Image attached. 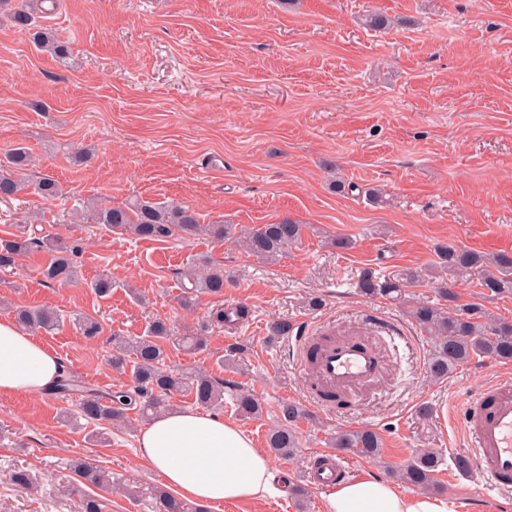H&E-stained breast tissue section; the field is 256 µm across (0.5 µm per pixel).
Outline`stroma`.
Returning <instances> with one entry per match:
<instances>
[{
    "mask_svg": "<svg viewBox=\"0 0 512 512\" xmlns=\"http://www.w3.org/2000/svg\"><path fill=\"white\" fill-rule=\"evenodd\" d=\"M369 14L386 26H366ZM35 17L71 52L38 51L0 16V161L26 147L28 179L51 176L63 195L0 203V238L64 237L79 248V280L47 286L39 270L48 253L28 252L0 272V320L20 305L58 310L63 327L38 340L82 386L112 395L130 381L112 369L109 336L144 335L156 318L180 335L202 332L200 349L169 348L167 365L262 399L261 418L239 417L229 398L220 413L261 449L280 402L306 405L297 455L273 462L289 484L306 485V501L278 491L208 512H325L329 490L308 473L329 452L328 433L358 428L380 434L382 459L349 455L353 473L388 481L414 449L439 448L454 512H512V492L487 490L455 465L465 398L512 383V362L477 357L433 380L430 338L398 304L355 288L365 268L424 273L441 244L512 255V0H44ZM214 158L223 172H207ZM375 187L384 204L367 201ZM137 197L182 202L204 223L254 228L288 217L304 235L268 263L204 234L152 241L73 220L87 200L117 207ZM334 236L354 248L328 246ZM202 256L231 283L223 297L182 307L181 273ZM101 273L118 283L106 299L90 288ZM451 288L458 304L512 322V294L484 298L474 278ZM313 297L321 309L310 310ZM238 304L250 308L248 322L203 327L210 309ZM85 315L100 320L105 342L76 331ZM278 320L369 337L386 370L356 406L310 404L291 342L268 334ZM236 343L246 351L232 371L220 359ZM423 404L433 409L426 428ZM76 410L73 396L0 394V512H80L70 464L85 457L110 476L87 488L103 512H157L162 481L138 454L145 420L110 426V442L99 445L97 425ZM15 469L29 472L33 490L8 482Z\"/></svg>",
    "mask_w": 512,
    "mask_h": 512,
    "instance_id": "1",
    "label": "stroma"
}]
</instances>
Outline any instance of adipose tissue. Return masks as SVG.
<instances>
[{"label": "adipose tissue", "mask_w": 512, "mask_h": 512, "mask_svg": "<svg viewBox=\"0 0 512 512\" xmlns=\"http://www.w3.org/2000/svg\"><path fill=\"white\" fill-rule=\"evenodd\" d=\"M61 361L11 320H0V394L42 392ZM141 455L171 490L198 503L255 500L275 479L269 457L234 423L209 413L175 410L138 435ZM326 512H451L446 498L408 493L366 477L336 486Z\"/></svg>", "instance_id": "obj_1"}]
</instances>
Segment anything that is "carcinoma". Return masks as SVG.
<instances>
[{
	"mask_svg": "<svg viewBox=\"0 0 512 512\" xmlns=\"http://www.w3.org/2000/svg\"><path fill=\"white\" fill-rule=\"evenodd\" d=\"M0 5L8 10L13 25L25 31L37 49L59 59L68 56L67 43L37 24L27 0H17L13 6L9 0H0ZM28 163L29 157L24 148L17 147L8 154L6 163L0 164V201L17 199L30 193L49 201L59 195L58 183L49 176L34 186L27 181L23 170ZM87 213L96 224L113 230H129L139 238L153 241H165L173 236H192L200 231L206 232L217 243L233 238L247 254L270 261L279 259L297 246L304 234V225L288 217L238 234L233 225L222 221L201 224L196 210L185 204L158 203L143 198H137L124 207L93 206ZM32 246L45 249L51 255L49 264L40 271L45 283L62 286L72 281L76 274L73 256L77 248L61 237L33 238L29 241L21 238L0 239V270L15 267L18 257ZM436 255L438 261L434 278L440 284L439 298L448 302L446 309L431 303H413L407 299V288L418 281V274L410 269L392 276L377 274L370 268L363 269L357 276V290L363 296H380L407 307V313L415 324L434 340L428 369L430 377L436 381L448 378L454 369L475 356L512 362V323L505 320L482 321L485 312L479 305L456 304L457 295L448 288L451 280L476 276L486 296L510 294L512 258L505 253L488 257L454 245L438 247ZM182 275L187 280L180 296V303L185 308L193 306L201 294L224 295V288L229 283L224 267L206 258L194 260ZM15 318L20 326L31 330L52 332L64 325L62 314L47 307L20 308ZM248 318L249 310L243 305L227 310L216 308L208 314L209 323L214 325L243 323ZM75 326L89 340L102 333V325L94 317L78 319ZM111 341L112 366L119 373L128 375L132 387L109 403L97 393L85 391L79 407L88 420L127 424V409L134 405L139 406L141 418L150 420L169 406L170 399L176 394L192 396L194 402L203 408H221L224 406V391L230 386L234 387L232 400L239 417L253 419L263 412V405L256 395L232 381L216 379L201 372L180 373L164 368L166 346L172 344L184 349H198L202 347V342L196 334L176 336L166 321L156 319L149 324L146 334L135 340L114 334ZM77 387L78 380L74 376L62 373L46 393L66 395L77 390ZM278 411V424L266 433V445L274 456L287 459L300 448L295 425L305 418L306 411L293 401L281 402ZM330 442L335 448L365 458L376 459L381 454V437L369 428L337 430L330 435ZM443 463L441 449L417 448L411 459L395 472V476L410 488L439 492L442 487L437 474ZM73 471L84 485L101 486L106 482L104 472L90 462L75 461ZM156 499L158 512H204L202 507L166 491L159 492Z\"/></svg>",
	"mask_w": 512,
	"mask_h": 512,
	"instance_id": "1",
	"label": "carcinoma"
}]
</instances>
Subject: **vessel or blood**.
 <instances>
[{"label": "vessel or blood", "mask_w": 512, "mask_h": 512, "mask_svg": "<svg viewBox=\"0 0 512 512\" xmlns=\"http://www.w3.org/2000/svg\"><path fill=\"white\" fill-rule=\"evenodd\" d=\"M296 366L305 382V393L315 404L333 403L335 396L377 380L382 362L364 343L339 339L322 330L297 335ZM471 444L467 456L485 487L512 488V385L490 383L475 389L461 414ZM350 473L343 451L322 457L313 477L331 486Z\"/></svg>", "instance_id": "vessel-or-blood-1"}]
</instances>
